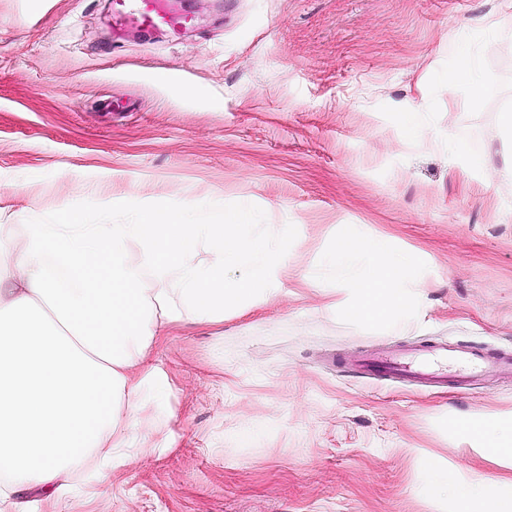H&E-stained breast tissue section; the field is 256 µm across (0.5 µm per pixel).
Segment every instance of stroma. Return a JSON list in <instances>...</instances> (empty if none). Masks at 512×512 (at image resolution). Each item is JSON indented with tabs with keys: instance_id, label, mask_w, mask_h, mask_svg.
I'll use <instances>...</instances> for the list:
<instances>
[{
	"instance_id": "obj_1",
	"label": "stroma",
	"mask_w": 512,
	"mask_h": 512,
	"mask_svg": "<svg viewBox=\"0 0 512 512\" xmlns=\"http://www.w3.org/2000/svg\"><path fill=\"white\" fill-rule=\"evenodd\" d=\"M183 2L175 42L115 36L111 0H0V224L130 193L291 227L277 298L157 349L169 422L65 512H449L429 459L499 473L449 418L512 412L511 371L461 362L512 353V17L500 0ZM470 53L491 76L477 108L446 82ZM346 224L420 260L415 322L325 308L341 282L318 262ZM393 354L406 372L377 371Z\"/></svg>"
}]
</instances>
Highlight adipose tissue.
I'll return each mask as SVG.
<instances>
[{
    "label": "adipose tissue",
    "mask_w": 512,
    "mask_h": 512,
    "mask_svg": "<svg viewBox=\"0 0 512 512\" xmlns=\"http://www.w3.org/2000/svg\"><path fill=\"white\" fill-rule=\"evenodd\" d=\"M447 83L477 107L489 78L468 55ZM100 217L69 210L19 238L0 224V504L24 491L62 503L74 477L107 493L99 473L126 466L164 425L169 381L154 351L182 324L218 325L273 300L288 267V226L258 236L239 210L202 220L190 202L119 197ZM321 264L342 278L346 319L412 318L408 286L423 272L387 237L345 225ZM452 434L508 474L489 480L439 458L428 489L451 512H512V414L460 419Z\"/></svg>",
    "instance_id": "adipose-tissue-1"
}]
</instances>
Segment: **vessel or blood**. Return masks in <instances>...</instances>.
<instances>
[{"mask_svg":"<svg viewBox=\"0 0 512 512\" xmlns=\"http://www.w3.org/2000/svg\"><path fill=\"white\" fill-rule=\"evenodd\" d=\"M191 22L180 0H112L114 29L150 35L163 30L178 37Z\"/></svg>","mask_w":512,"mask_h":512,"instance_id":"vessel-or-blood-1","label":"vessel or blood"}]
</instances>
